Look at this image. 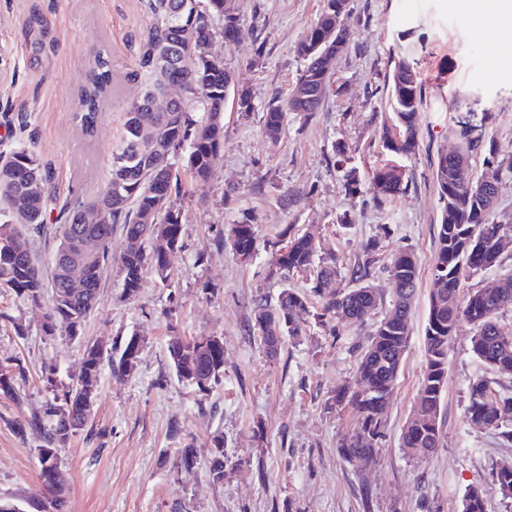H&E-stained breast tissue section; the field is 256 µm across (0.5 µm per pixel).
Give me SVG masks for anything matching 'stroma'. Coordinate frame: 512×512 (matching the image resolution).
Segmentation results:
<instances>
[{
    "mask_svg": "<svg viewBox=\"0 0 512 512\" xmlns=\"http://www.w3.org/2000/svg\"><path fill=\"white\" fill-rule=\"evenodd\" d=\"M147 0H0V152L31 147L54 173L59 198L87 201L109 177L113 149L123 134L126 105L142 90L137 59L150 17ZM241 36L216 40L236 89L224 108V148L209 178L181 172L177 204L183 247L173 274L160 282L143 273L136 296L123 293L118 256L121 231L112 234L113 261L102 266L96 308L82 342L143 340L138 368L119 379L103 368L96 393L93 433L78 432L60 452L69 484L67 512H462L468 486L482 490L489 512H512L493 478L512 464V443L471 425L468 389L488 373L470 345L471 327L460 323L448 349V377L439 415L442 442L426 459L400 446L401 430L418 397L425 365V325L430 270L441 203L434 172L440 153L456 141L455 117L470 110L493 115L501 154H512V49L495 50L492 35L475 24L460 0H349L353 38L333 63L326 101L312 117L289 113L278 139L264 133L269 101L289 94L305 61L297 44L314 26L324 0H238ZM43 14L52 43L34 50L25 37L31 11ZM112 62V98L94 136L74 118L77 92L97 51ZM418 61L424 104L418 148L401 159L408 186L385 207L372 201V171L388 162L383 128L394 116L385 105V80L400 51ZM345 146L360 193L346 188L344 172L330 160ZM350 218L342 226L341 218ZM248 223L257 251L241 262L229 229ZM315 229L349 267L369 239L382 253L412 249L419 285L404 362L377 443V463L359 472L338 452L341 436L357 422L352 409L330 406L336 387L354 381L357 349L370 326L337 321L335 329L311 324L269 359L250 329L253 301L277 296L284 284L271 273L274 245L284 230ZM42 309L0 289V362L18 360V399L0 398V498L35 512L42 495L35 436H20L53 389L75 382L82 342L47 336ZM24 334H17V327ZM219 336L224 376L207 392L179 381L171 367V337ZM53 378H46V366ZM179 437L169 434L171 423ZM229 460L224 482L212 484L208 466L215 434ZM192 446L197 464L179 467V450Z\"/></svg>",
    "mask_w": 512,
    "mask_h": 512,
    "instance_id": "obj_1",
    "label": "stroma"
}]
</instances>
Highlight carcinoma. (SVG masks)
<instances>
[{"instance_id": "cac0c4a2", "label": "carcinoma", "mask_w": 512, "mask_h": 512, "mask_svg": "<svg viewBox=\"0 0 512 512\" xmlns=\"http://www.w3.org/2000/svg\"><path fill=\"white\" fill-rule=\"evenodd\" d=\"M347 0H326L318 23L298 44L296 52L306 61L313 95L275 98L265 112L264 129L275 138L290 112L308 115L318 111L328 92L331 74L322 61L323 48L316 42L327 30H337L343 51L351 41V29L336 25V5ZM151 23L139 56L138 74L145 86L125 111L124 132L112 152L109 179L103 191L87 202L62 204L65 222L58 225L56 253L70 250L81 260L85 286L71 289L63 263L53 260L46 272L33 257L31 240L46 232L47 204L55 198L51 167L31 149L19 148L0 154V288L15 293L32 306H41L45 289H51L52 304L44 313L46 336L65 335V327L83 325L94 310L100 288V266L112 259L114 225H122L126 248L119 258L123 292L137 294L145 266L161 280L171 275L172 260L182 249L183 215L176 205L181 193L171 159L187 148L186 170L196 180L210 176L212 159L224 148V106L234 90L232 75L224 65L209 61L207 33L240 29L236 0H147ZM222 22L216 28L215 22ZM28 42L40 50L49 36L44 16L31 12L25 21ZM171 84L182 88V96L164 112L153 110L155 99ZM112 94V66L108 57L95 55L79 93V119L90 134L105 101ZM388 105L395 117L393 128L382 134V147L395 157L415 153L418 112L423 105V85L415 62L401 57L387 78ZM491 113L480 118L468 112L450 128L458 139L452 155L438 156L435 179L442 204L438 224L436 257L431 272L425 326V365L415 405L400 436L401 446L412 457L428 458L439 448V413L448 374V347L460 321L473 328L471 350L495 378L481 377L469 388L467 418L482 428H494L512 441V394H492L498 376H512V269L461 294L473 277L512 260L501 247L512 241V224L494 220L495 203L504 178H512V156L495 149L489 135ZM486 153L484 164L491 172L484 194L476 195L456 178V167L470 161L476 151ZM405 172L400 165L386 163L372 172L371 184L378 204L384 205L404 191ZM110 200V211L97 218V206ZM232 246L246 261L257 251V232L252 224L230 229ZM320 242L305 231L290 237L274 257L271 273L283 280L311 270L319 260L313 291L324 298L321 312L311 313L306 298L285 287L272 303L261 297L253 309L251 330L261 337L267 357L280 355L284 343L302 335L314 318L324 325L337 318L359 326L374 321L370 339L358 363L356 383L336 388L333 406H349L358 415L357 425L338 444L342 457L358 458L369 467L376 461L377 441L382 436L383 417L400 372L410 339L409 317L418 285L414 251L402 248L387 257L386 269L394 280L392 303L375 321L379 292L371 282L372 271L381 260L379 241L368 242L363 256L348 270L350 287L329 290L338 276L336 257L318 253ZM143 340L131 335L111 352L102 355L94 346L83 350L81 373L75 384L54 394L31 419L18 423V430L35 432L41 440L37 454L40 480L48 512H64L69 487L62 477L59 454L70 439L91 421L90 410L80 402L78 387L96 390L104 364L112 374L126 376L137 368ZM173 370L180 381L206 392L224 376V342L219 336L183 339L168 343ZM19 365L0 363V396L14 399ZM209 477L224 482L227 460L224 438L213 436ZM462 512H489L482 491L470 486L463 496Z\"/></svg>"}]
</instances>
